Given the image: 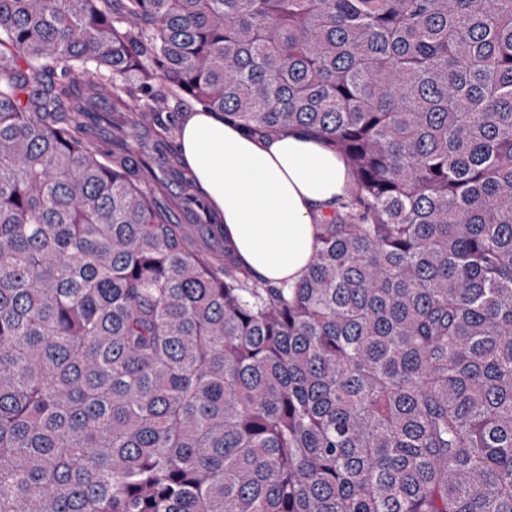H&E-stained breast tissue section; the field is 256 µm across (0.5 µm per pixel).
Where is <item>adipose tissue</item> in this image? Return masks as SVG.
<instances>
[{"mask_svg":"<svg viewBox=\"0 0 512 512\" xmlns=\"http://www.w3.org/2000/svg\"><path fill=\"white\" fill-rule=\"evenodd\" d=\"M177 140L238 261L258 280L299 282L317 246L316 218L350 189L344 158L305 130L262 137L201 106L186 113Z\"/></svg>","mask_w":512,"mask_h":512,"instance_id":"1","label":"adipose tissue"}]
</instances>
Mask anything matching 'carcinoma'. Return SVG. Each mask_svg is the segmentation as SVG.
Listing matches in <instances>:
<instances>
[{
    "mask_svg": "<svg viewBox=\"0 0 512 512\" xmlns=\"http://www.w3.org/2000/svg\"><path fill=\"white\" fill-rule=\"evenodd\" d=\"M158 82L346 160L294 287ZM0 512H512V0H0Z\"/></svg>",
    "mask_w": 512,
    "mask_h": 512,
    "instance_id": "obj_1",
    "label": "carcinoma"
}]
</instances>
